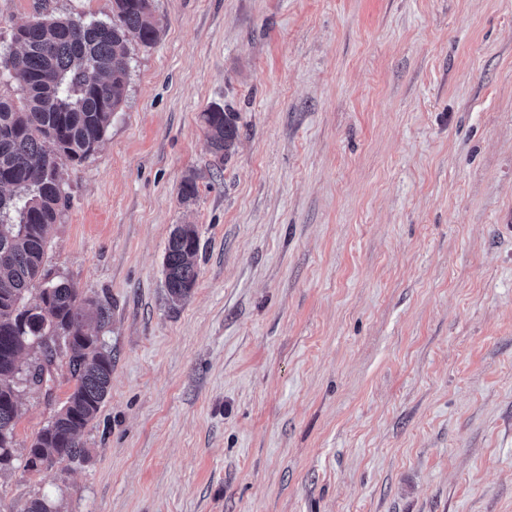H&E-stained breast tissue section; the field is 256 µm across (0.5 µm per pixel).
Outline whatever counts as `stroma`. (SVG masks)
<instances>
[{
  "instance_id": "stroma-1",
  "label": "stroma",
  "mask_w": 512,
  "mask_h": 512,
  "mask_svg": "<svg viewBox=\"0 0 512 512\" xmlns=\"http://www.w3.org/2000/svg\"><path fill=\"white\" fill-rule=\"evenodd\" d=\"M0 0V50L41 15ZM99 149L61 169L44 270L108 301L89 459L27 449L0 512H512V0H154ZM237 113L221 171L201 123ZM198 193L183 201L181 183ZM197 285L166 297L171 231ZM200 247L195 225L175 227L168 239L164 256L165 287L171 305L184 303L191 296L198 279L195 257Z\"/></svg>"
}]
</instances>
